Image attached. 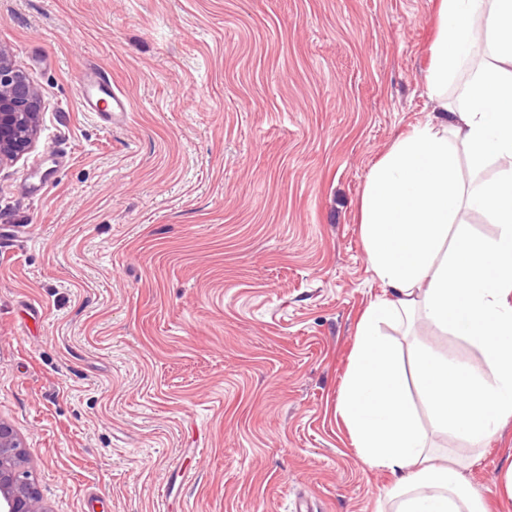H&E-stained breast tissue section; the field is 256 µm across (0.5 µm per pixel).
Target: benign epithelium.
<instances>
[{"label":"benign epithelium","instance_id":"7a95c632","mask_svg":"<svg viewBox=\"0 0 512 512\" xmlns=\"http://www.w3.org/2000/svg\"><path fill=\"white\" fill-rule=\"evenodd\" d=\"M39 97L0 50V167L26 154L37 132ZM0 512H47L32 481L29 459L13 427L0 419Z\"/></svg>","mask_w":512,"mask_h":512}]
</instances>
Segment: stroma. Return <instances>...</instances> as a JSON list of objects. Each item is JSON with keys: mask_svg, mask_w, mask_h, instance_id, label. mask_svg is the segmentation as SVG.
Returning a JSON list of instances; mask_svg holds the SVG:
<instances>
[{"mask_svg": "<svg viewBox=\"0 0 512 512\" xmlns=\"http://www.w3.org/2000/svg\"><path fill=\"white\" fill-rule=\"evenodd\" d=\"M432 0H0L37 90L0 168V419L48 512H377L336 408L383 288L359 203L426 121ZM105 71L124 122L85 111ZM408 374L459 338L389 329ZM512 419L464 476L512 512ZM98 92H104L109 98L105 109L99 106L101 99L97 96ZM80 94L86 109L100 113L110 124L122 119L128 110L129 103L124 94L118 88L112 87V79L108 74L97 69H88L82 73Z\"/></svg>", "mask_w": 512, "mask_h": 512, "instance_id": "1", "label": "stroma"}]
</instances>
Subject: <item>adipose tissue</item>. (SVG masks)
Masks as SVG:
<instances>
[{"mask_svg": "<svg viewBox=\"0 0 512 512\" xmlns=\"http://www.w3.org/2000/svg\"><path fill=\"white\" fill-rule=\"evenodd\" d=\"M427 95L436 108L373 165L361 196L367 260L385 289L357 324L338 410L359 457L394 479L390 512H488L463 457L437 461L383 326L412 319L457 336L480 367L417 349L431 429L476 450L512 416V0H434ZM468 71L456 100L448 87ZM477 177L463 183L461 163ZM493 179H480L489 164ZM494 236L467 231L462 209Z\"/></svg>", "mask_w": 512, "mask_h": 512, "instance_id": "ef3b65f1", "label": "adipose tissue"}]
</instances>
